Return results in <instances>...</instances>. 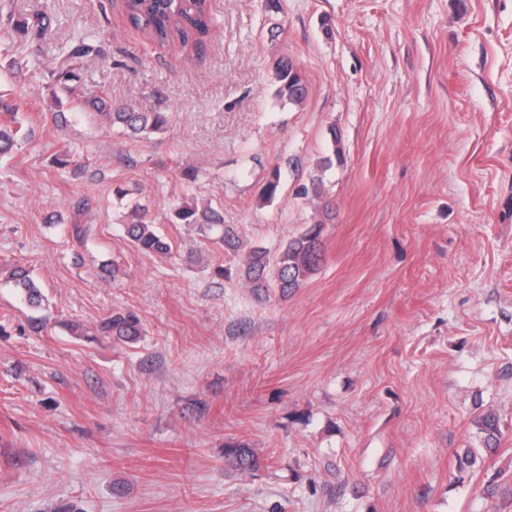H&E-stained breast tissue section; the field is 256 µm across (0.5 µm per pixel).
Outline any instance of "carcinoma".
<instances>
[{"label": "carcinoma", "instance_id": "carcinoma-1", "mask_svg": "<svg viewBox=\"0 0 512 512\" xmlns=\"http://www.w3.org/2000/svg\"><path fill=\"white\" fill-rule=\"evenodd\" d=\"M123 9L135 29L161 46L185 47L210 33L208 0H125ZM92 52L91 45H78L71 50L65 62L49 70L58 91L67 96L76 94L80 76L71 60ZM292 68L294 63L288 59L277 63V94L298 103L305 97L306 85L301 74L292 72ZM78 105L99 110L100 116L111 125L119 124L134 136L156 133L166 124V116L162 112H138L124 107L105 112L102 100L90 98L79 99ZM21 130L20 126L13 130L7 124H0V154L10 151L18 144V140L24 138ZM174 214L181 223L197 226L203 232L217 230L218 237L213 239V243L219 245L224 255L241 250L240 238L234 226L224 223V217L214 209L207 207L200 210L198 206L182 201L175 203ZM131 216L132 221L125 225V231L137 250L162 255L170 253V244L149 220L145 208L135 207ZM323 232V223L313 224L300 236L291 239L273 257L263 248H253L243 258L242 279L259 297L267 294L271 288H279L285 293L300 287L323 261ZM7 282L12 284L29 306L37 307L41 304V292L26 268L17 266L11 269ZM99 330L125 343H134L142 335L140 320L132 311L116 312L103 318ZM477 425L486 434L487 440L497 438L498 421L493 414L477 418ZM225 457L243 473L257 471L265 466V460L245 445L226 447Z\"/></svg>", "mask_w": 512, "mask_h": 512}]
</instances>
